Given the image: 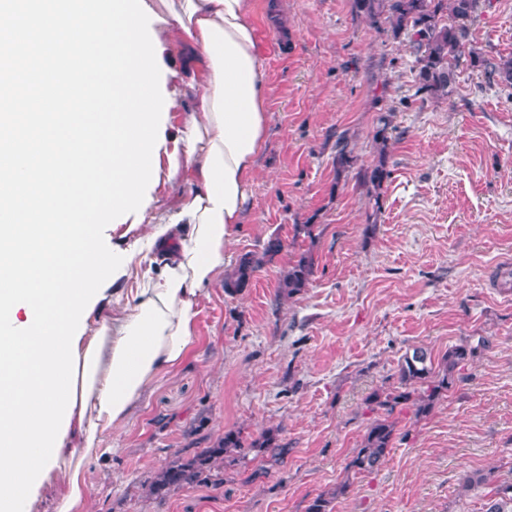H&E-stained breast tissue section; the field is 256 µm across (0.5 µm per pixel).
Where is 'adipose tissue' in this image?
I'll return each mask as SVG.
<instances>
[{"mask_svg":"<svg viewBox=\"0 0 512 512\" xmlns=\"http://www.w3.org/2000/svg\"><path fill=\"white\" fill-rule=\"evenodd\" d=\"M164 9L154 32L181 67L168 84L159 181L175 191L168 206L149 201L147 231L130 247L135 287L115 280L86 319L78 341L76 405L47 482L62 487L53 512H90L87 466L110 450L106 439L133 414L152 383L193 351L206 289L232 264L235 233L268 133L263 61L251 0H145Z\"/></svg>","mask_w":512,"mask_h":512,"instance_id":"ef3b65f1","label":"adipose tissue"}]
</instances>
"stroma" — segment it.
<instances>
[{
    "label": "stroma",
    "mask_w": 512,
    "mask_h": 512,
    "mask_svg": "<svg viewBox=\"0 0 512 512\" xmlns=\"http://www.w3.org/2000/svg\"><path fill=\"white\" fill-rule=\"evenodd\" d=\"M351 4L253 0L270 123L234 253L273 238L283 249L240 293L207 288L194 351L91 465V512H307L344 480L333 512H485L461 475L494 467L512 481V89L464 59L447 97L417 91L407 41ZM468 39L486 57L511 54L512 0H491ZM384 114L390 176L374 198L362 174ZM342 136L355 161L340 173ZM306 251L309 285L279 296L281 270ZM481 337L430 415L395 410L385 462L347 474L374 417L365 399L396 381L400 359ZM229 429L277 430L283 449L227 454L222 485L149 494L158 471Z\"/></svg>",
    "instance_id": "1"
}]
</instances>
